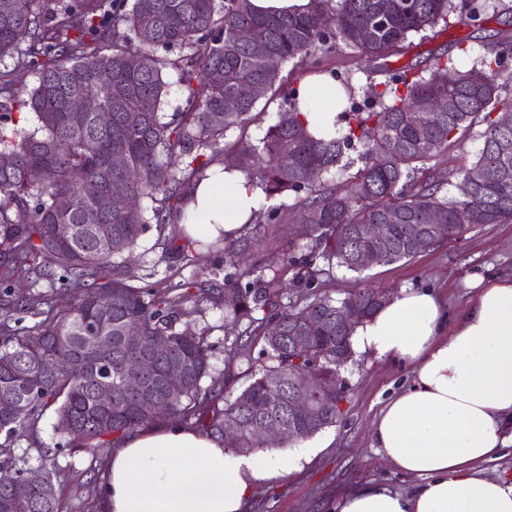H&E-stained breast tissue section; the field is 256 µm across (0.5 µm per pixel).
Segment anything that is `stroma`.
Listing matches in <instances>:
<instances>
[{
  "mask_svg": "<svg viewBox=\"0 0 512 512\" xmlns=\"http://www.w3.org/2000/svg\"><path fill=\"white\" fill-rule=\"evenodd\" d=\"M507 22L512 23V0H498L495 7L489 8L483 23H463L458 15H450L433 30L410 36L382 61H365L356 50L341 43L325 57H305L284 68L283 91L262 99L252 121L244 130L229 131L225 141L233 143L242 135L254 141L261 139L285 107L284 90L292 88L304 73L323 70L350 77L354 100L362 107L370 98L371 86L386 80L387 69L409 66L422 70L440 55L451 56L458 69H470L475 57ZM481 146L480 130L472 128L465 137L423 162L424 177L446 180L448 194L458 195L457 174L474 162ZM293 202L290 195L274 200L283 209V223L257 222L245 231L246 237L257 241L259 256L265 261L276 260L289 239L297 235L292 222ZM172 239L173 233L167 227L152 228L143 237L128 263L133 282L165 289L194 280L216 287V294L200 295L186 303L188 315L183 326L213 345V369L223 375L227 395H235L248 384L250 372L246 364L227 363V350L235 335L245 332L248 324L225 323L224 297L219 289L237 268L223 247H195L192 259L187 260L171 251ZM511 272L512 224H474L459 241L426 251L410 261L372 267L364 272L360 284L392 294L403 288L433 290L445 302L448 317L453 320L476 294L468 286L472 276L490 278ZM410 376L409 366L370 353L354 354L341 371L346 398L336 426L289 446V453L298 458L297 469L256 486L245 512H336L338 496L366 484L412 492L416 479L397 472L377 452L370 430L384 403L409 382ZM52 423L48 416L37 427L20 430L11 438L0 435V447L11 448L17 466L38 467L42 450L54 447L58 441ZM108 452V447L102 446L90 453L56 456L54 468L64 512H103L98 481L106 473Z\"/></svg>",
  "mask_w": 512,
  "mask_h": 512,
  "instance_id": "stroma-1",
  "label": "stroma"
}]
</instances>
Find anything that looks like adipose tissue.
Here are the masks:
<instances>
[{"instance_id":"ef3b65f1","label":"adipose tissue","mask_w":512,"mask_h":512,"mask_svg":"<svg viewBox=\"0 0 512 512\" xmlns=\"http://www.w3.org/2000/svg\"><path fill=\"white\" fill-rule=\"evenodd\" d=\"M307 132L331 139L342 110L334 75L310 72L295 89ZM267 204L241 170L213 163L191 185L175 231L190 240L232 241ZM474 300L450 334L430 291L401 289L358 325L356 352L396 359L411 384L372 423L374 446L394 469L416 478L405 495L366 485L341 496L336 512H512V479L483 464L512 447V275L472 277ZM297 465L278 448L243 455L222 439L164 424L135 429L109 454L105 512H244L252 489Z\"/></svg>"}]
</instances>
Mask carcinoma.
<instances>
[{"instance_id": "obj_1", "label": "carcinoma", "mask_w": 512, "mask_h": 512, "mask_svg": "<svg viewBox=\"0 0 512 512\" xmlns=\"http://www.w3.org/2000/svg\"><path fill=\"white\" fill-rule=\"evenodd\" d=\"M456 9L469 22L483 16L480 0H312L305 14L268 16L250 0H0V157L12 162L0 168V404L24 406L18 416L0 409V434L8 439L50 414L64 440L39 469L0 468V512H62L47 462L65 451L91 452L161 417L191 421L221 439L225 423H236L234 448L245 455L264 449L260 426H277L290 445L336 424L345 391L310 395L315 416L299 420L288 373L345 367L354 328L377 311L378 290L356 288L338 300L317 295L318 263L360 273L361 251L377 249L393 264L462 239L470 224H512V127L495 116L512 112L503 96L512 80V32H501L469 70L440 56L427 77L399 69L374 94V106L340 112L328 141L306 133L290 91L288 109L262 139L240 137L225 148L224 136L249 123L259 102L237 90L280 87L289 62L324 57L338 42L380 57ZM242 28L251 32L246 42L237 37ZM210 70L225 81H210ZM20 73L34 83L19 84ZM115 86L124 89L119 98ZM174 86L181 105L168 113ZM88 98L111 113L110 125L98 122L97 110L73 107ZM424 98L444 109L415 111ZM478 123L485 125L482 148L460 173L472 183L469 195L450 197L444 182L418 176L417 164ZM357 146L363 166L340 186L327 182L344 150ZM114 152L124 167L110 165ZM214 161L245 172L269 198L294 194L293 207L307 216L306 243L290 241L276 263L256 258L224 281V293L235 297L225 321L248 320L264 342V365L232 399L212 376L213 346L179 326L193 284L137 287L114 262L151 225L179 222L190 185ZM35 169L43 176H31ZM109 194L136 205L102 211L98 199ZM59 198L68 206L57 207ZM57 224L73 233L57 238ZM416 234L428 237L427 248L411 244ZM287 270L297 271L289 284ZM42 281L46 292L36 291ZM76 288L82 293L74 303L53 305L54 296ZM295 288L312 299L282 302ZM352 297L361 301L360 315L339 334L336 319ZM20 311L34 323L21 325ZM130 325L143 346L131 343ZM297 335L309 337L307 348L291 345ZM157 340L166 348L151 356L147 345ZM252 348V336H236L228 361L253 367ZM172 365L185 374L177 391L165 381ZM133 374L143 389L126 386ZM105 377L110 407L96 399ZM21 480L34 484L26 499L12 493Z\"/></svg>"}]
</instances>
